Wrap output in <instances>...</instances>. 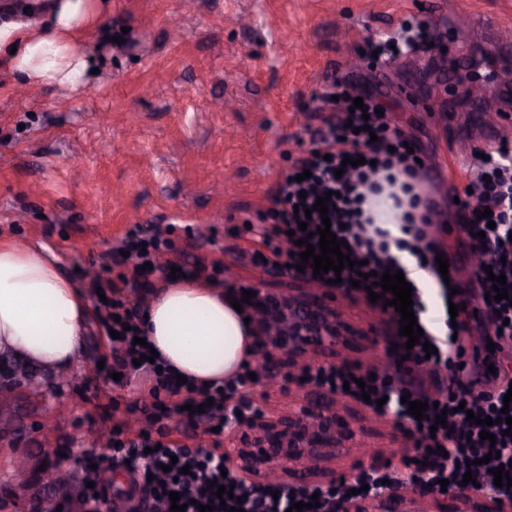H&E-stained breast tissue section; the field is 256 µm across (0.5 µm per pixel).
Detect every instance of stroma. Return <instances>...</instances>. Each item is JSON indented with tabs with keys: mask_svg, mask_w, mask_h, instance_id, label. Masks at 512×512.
Here are the masks:
<instances>
[{
	"mask_svg": "<svg viewBox=\"0 0 512 512\" xmlns=\"http://www.w3.org/2000/svg\"><path fill=\"white\" fill-rule=\"evenodd\" d=\"M432 21L441 25L435 46L356 64L369 42ZM510 30L512 0H112L103 27L85 39L92 74L79 93L46 85L27 96L16 76L0 75V234L46 247L84 287L87 271L98 270L128 230L157 225L172 247L166 270L148 275L149 291L177 267L233 292L263 275L250 261L251 228L264 223L278 183L323 128L321 94L343 78L378 94L429 166L421 185L441 216L427 232L443 242L458 292L423 291L422 319L444 335L448 302L466 304L462 341L470 343L488 317L473 312V242L457 230L453 188L469 178L471 148L485 143L488 90L512 70V57L502 56ZM111 358L106 337L90 325L49 401L51 432L0 440V512H24L7 482L17 447L62 449L68 471L84 451L105 453L93 443L101 426L142 427L129 406L149 400L150 383L98 378V363ZM467 360L475 388L512 380V343L496 348L491 362ZM398 433L393 423L377 430L379 447L355 449L339 471L403 469L414 450Z\"/></svg>",
	"mask_w": 512,
	"mask_h": 512,
	"instance_id": "obj_1",
	"label": "stroma"
}]
</instances>
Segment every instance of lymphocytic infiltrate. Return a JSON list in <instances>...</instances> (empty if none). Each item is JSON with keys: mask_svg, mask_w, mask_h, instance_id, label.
I'll return each mask as SVG.
<instances>
[{"mask_svg": "<svg viewBox=\"0 0 512 512\" xmlns=\"http://www.w3.org/2000/svg\"><path fill=\"white\" fill-rule=\"evenodd\" d=\"M321 99L329 106L330 114L324 119L319 133L316 152L307 153L294 160L291 169L279 182L274 196V215L269 223L260 225L258 247L251 253L254 265L265 264L279 267L301 262V246L291 238V230L299 222H306L308 231H316L323 218H330L331 231L337 239L347 242L351 259L360 261V271L343 269V281L356 278L361 287H368V273L400 271L398 260L390 254L387 230L361 220L363 191L371 187L372 179L382 170L397 169L412 179H419L426 170L415 154L405 147L404 136L391 128L390 115H379L380 107L375 95L363 97V109L354 106V93L341 83L328 85ZM351 158V165H344V158ZM477 173L469 181V194L463 201L470 208L468 217L460 229L464 233H484L486 245L482 249L483 260L474 270V280L480 293L491 292L492 276L506 275V288L512 294V141L504 139L487 149L485 157L477 158ZM328 196V214L314 211L319 196ZM491 210L490 219H481L484 210ZM286 241L287 250H280L278 241ZM170 245L164 232L157 228L135 227L128 231L118 249L104 254L102 271L90 279L89 288H102L104 294H112L114 285L106 272L115 263H130L129 276L123 285L128 301L116 304L98 303L96 321L102 335L118 331V339L111 342L115 366L126 370L128 375L145 374L151 381V400L145 404L132 403L131 412L140 414L146 426L143 433L128 436L126 431H113L107 455L84 453L81 465L84 478L90 486L82 500L84 512H111L112 484L106 471L127 469L133 491L129 512H171V493H179L185 512H199L200 506H212L213 512L223 507L241 505L243 512H287L292 502L317 500V507L310 512H336L335 504L351 497L352 490L366 488L368 495L376 496L387 486L419 485L437 488L439 480H448L450 488L462 486L465 473H472L480 486L492 498L512 503V488L499 487L494 483L493 469L512 462V436L507 435V423L501 422L504 407V391L487 392L474 389L463 378L461 363L465 354L463 346L452 336L437 337L424 333L420 344L406 349V339L400 336L399 312L395 307L375 303V310L383 311L387 318L388 339L395 345L390 357L393 362L407 360L415 366H428L439 377L444 387L436 394H428L405 378L391 375L370 376L363 374L362 385L352 384L351 371L336 366L306 368L305 377L331 391H349L353 397H361L363 387H370L371 400H382L381 414H394L400 431L414 441L418 456L424 464L408 463L406 473L379 471L362 472L349 480H341L335 490L313 493L309 488H280L272 494L265 487L246 484L243 480L222 477L224 464L220 451V437H212L209 447L195 449L179 441L154 437L155 425L164 418L184 416L190 426L206 422L209 427H226L238 420L237 409L232 401L247 381L240 375L222 384H199L192 381L178 382L170 368H157L147 362L145 347L137 345V337L143 336L140 306L134 296L142 292L145 276L143 266L156 262ZM357 279V278H356ZM435 347L434 355H426L423 346ZM426 402L423 419L409 414L402 404L403 396ZM446 409V426H436L439 409ZM480 418H493L488 431L494 441L481 439L479 425L468 421V414ZM233 489V499L220 502L216 496L219 487Z\"/></svg>", "mask_w": 512, "mask_h": 512, "instance_id": "1", "label": "lymphocytic infiltrate"}]
</instances>
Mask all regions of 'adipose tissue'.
<instances>
[{
    "label": "adipose tissue",
    "mask_w": 512,
    "mask_h": 512,
    "mask_svg": "<svg viewBox=\"0 0 512 512\" xmlns=\"http://www.w3.org/2000/svg\"><path fill=\"white\" fill-rule=\"evenodd\" d=\"M104 0H39L28 12L0 23L8 67L32 86L65 85L79 91L89 64L84 37L101 27ZM379 192L366 196L365 216L402 238L412 207L402 174L379 173ZM146 335L171 369L201 383L241 374L256 354L251 325L227 293L194 281L166 284L147 309ZM91 310L78 284L45 250L0 239V353L29 364L68 371L83 346Z\"/></svg>",
    "instance_id": "obj_1"
}]
</instances>
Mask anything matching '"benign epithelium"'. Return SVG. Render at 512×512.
I'll use <instances>...</instances> for the list:
<instances>
[{"label": "benign epithelium", "mask_w": 512, "mask_h": 512, "mask_svg": "<svg viewBox=\"0 0 512 512\" xmlns=\"http://www.w3.org/2000/svg\"><path fill=\"white\" fill-rule=\"evenodd\" d=\"M243 289L255 292L245 307L254 335L270 348L264 358L268 368L289 371L304 360L320 359L324 365L338 363L345 370L363 371V365L341 358V352L358 340L369 343L365 347L368 351L378 338L372 329L349 321L336 306L335 295L296 287L274 293L260 284H248ZM42 379L55 381L44 367L18 364L0 372V385L6 383L16 389ZM301 391L288 413L281 415L257 406L248 414L245 427L224 433V447L236 449V454H226L224 466L248 476L286 469L299 476L302 485L315 486L325 465L335 461L342 450L357 447L363 427L349 413L342 397L315 383L301 387ZM61 462L60 455L51 449L38 458L20 452L18 464L30 484L43 486V491L30 499L32 512L59 507L67 512L68 498L56 495L53 485L46 481ZM423 499L429 500L430 512H512V508L495 501L478 506L472 492L439 493L418 487L372 499L349 500L341 505L340 512H416L413 506Z\"/></svg>", "instance_id": "7a95c632"}]
</instances>
